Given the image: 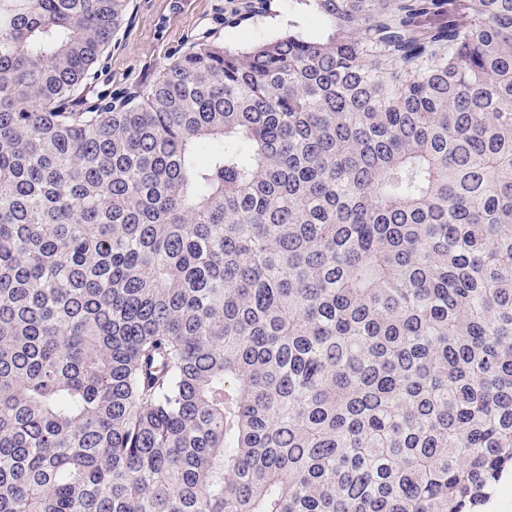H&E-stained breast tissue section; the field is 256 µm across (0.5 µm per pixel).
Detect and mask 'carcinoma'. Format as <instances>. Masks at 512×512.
<instances>
[{
	"instance_id": "obj_1",
	"label": "carcinoma",
	"mask_w": 512,
	"mask_h": 512,
	"mask_svg": "<svg viewBox=\"0 0 512 512\" xmlns=\"http://www.w3.org/2000/svg\"><path fill=\"white\" fill-rule=\"evenodd\" d=\"M132 0H0V512H471L512 467V0H294L99 89Z\"/></svg>"
}]
</instances>
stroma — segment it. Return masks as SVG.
Returning <instances> with one entry per match:
<instances>
[{"instance_id": "1", "label": "stroma", "mask_w": 512, "mask_h": 512, "mask_svg": "<svg viewBox=\"0 0 512 512\" xmlns=\"http://www.w3.org/2000/svg\"><path fill=\"white\" fill-rule=\"evenodd\" d=\"M245 0H134L132 20L118 44L105 53L106 77L112 87L145 84L201 29L217 32L226 46L246 48L288 29L304 34L319 32L310 13L288 0H272L268 14L227 26L225 17Z\"/></svg>"}]
</instances>
